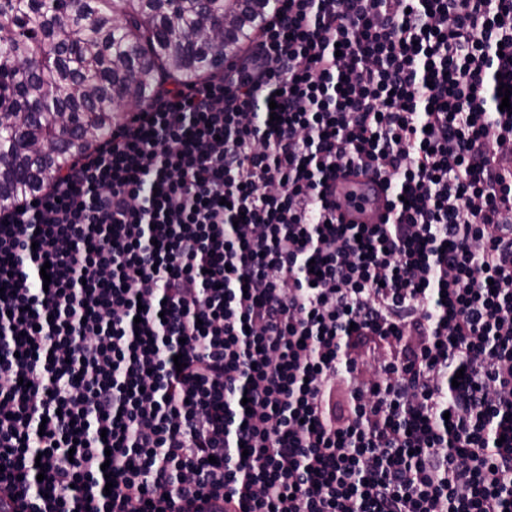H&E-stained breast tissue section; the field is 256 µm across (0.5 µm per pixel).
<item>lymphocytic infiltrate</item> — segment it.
<instances>
[{
  "instance_id": "obj_1",
  "label": "lymphocytic infiltrate",
  "mask_w": 512,
  "mask_h": 512,
  "mask_svg": "<svg viewBox=\"0 0 512 512\" xmlns=\"http://www.w3.org/2000/svg\"><path fill=\"white\" fill-rule=\"evenodd\" d=\"M271 2L0 208L14 512H512V0ZM365 190L361 180L353 175H339L336 178V201L342 203L344 220L357 224H384L387 219L386 210L380 205L365 204L361 196ZM348 203L350 207L346 205ZM356 206H364V210L353 209Z\"/></svg>"
}]
</instances>
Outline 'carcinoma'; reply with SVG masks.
<instances>
[{
  "label": "carcinoma",
  "mask_w": 512,
  "mask_h": 512,
  "mask_svg": "<svg viewBox=\"0 0 512 512\" xmlns=\"http://www.w3.org/2000/svg\"><path fill=\"white\" fill-rule=\"evenodd\" d=\"M269 0H0V206L112 134L118 106L224 69Z\"/></svg>",
  "instance_id": "obj_1"
}]
</instances>
